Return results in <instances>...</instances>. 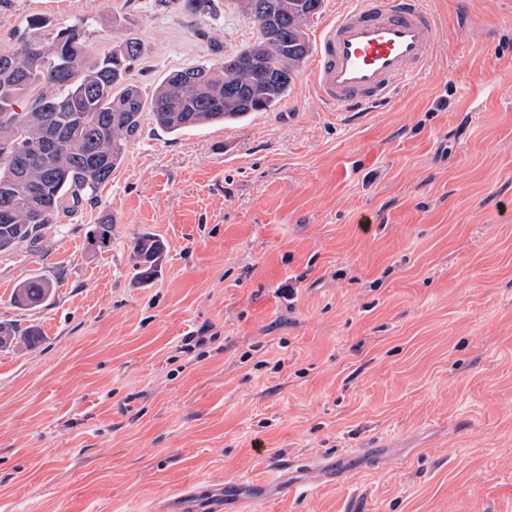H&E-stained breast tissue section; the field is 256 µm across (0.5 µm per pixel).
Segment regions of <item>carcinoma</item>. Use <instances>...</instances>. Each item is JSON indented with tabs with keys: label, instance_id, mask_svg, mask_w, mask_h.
Wrapping results in <instances>:
<instances>
[{
	"label": "carcinoma",
	"instance_id": "cac0c4a2",
	"mask_svg": "<svg viewBox=\"0 0 512 512\" xmlns=\"http://www.w3.org/2000/svg\"><path fill=\"white\" fill-rule=\"evenodd\" d=\"M236 0L238 12L257 30L256 41L213 65L195 63L168 72L144 92L129 75L142 55L127 37L102 56L86 50L83 22L46 30L40 20L0 50V141L16 127L26 133L22 151L0 146V252L32 244L62 213H73L96 196L122 163L127 145L141 131L144 114L161 129L180 133L218 123H234L253 112H267L288 97L302 65L312 54L305 27L321 13L324 0H264L279 16L278 39L267 38L263 17ZM237 93L226 92L228 82ZM49 152H42L45 144ZM89 245L101 251L112 243L108 218L95 225ZM164 258V243L150 234L132 248L133 269L143 279ZM55 283L41 276L16 285L11 303L43 305ZM33 329L21 334L0 322V348H27Z\"/></svg>",
	"mask_w": 512,
	"mask_h": 512
}]
</instances>
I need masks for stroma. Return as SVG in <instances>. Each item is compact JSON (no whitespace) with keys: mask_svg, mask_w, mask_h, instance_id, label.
<instances>
[{"mask_svg":"<svg viewBox=\"0 0 512 512\" xmlns=\"http://www.w3.org/2000/svg\"><path fill=\"white\" fill-rule=\"evenodd\" d=\"M181 2L0 0V49L82 21L94 56L141 40L148 90L257 37ZM427 4L435 61L388 110L331 111L304 70L239 123L144 119L92 202L0 253V321L39 330L0 349V512H512V0ZM32 275L54 296L15 307ZM164 258V243L150 234L139 237L132 248L133 269L137 278H147Z\"/></svg>","mask_w":512,"mask_h":512,"instance_id":"obj_1","label":"stroma"}]
</instances>
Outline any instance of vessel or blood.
Wrapping results in <instances>:
<instances>
[{
	"label": "vessel or blood",
	"instance_id": "b4317fda",
	"mask_svg": "<svg viewBox=\"0 0 512 512\" xmlns=\"http://www.w3.org/2000/svg\"><path fill=\"white\" fill-rule=\"evenodd\" d=\"M442 34L424 0H349L319 35L312 83L337 111H374L428 69Z\"/></svg>",
	"mask_w": 512,
	"mask_h": 512
}]
</instances>
